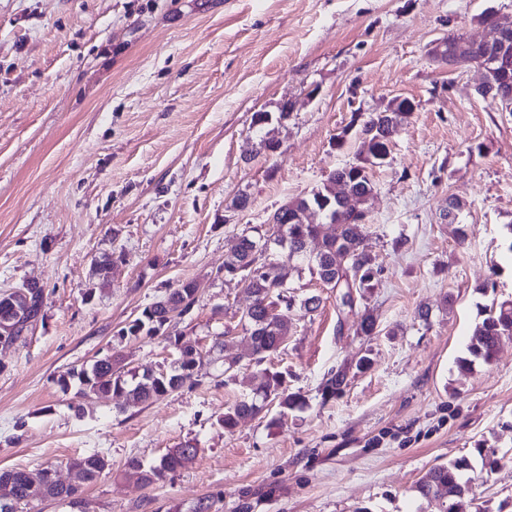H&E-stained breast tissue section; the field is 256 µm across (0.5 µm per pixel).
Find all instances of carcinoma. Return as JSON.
Wrapping results in <instances>:
<instances>
[{"instance_id":"cac0c4a2","label":"carcinoma","mask_w":512,"mask_h":512,"mask_svg":"<svg viewBox=\"0 0 512 512\" xmlns=\"http://www.w3.org/2000/svg\"><path fill=\"white\" fill-rule=\"evenodd\" d=\"M411 116L409 112H378L363 118L360 133L369 135L373 142L370 165H381L385 162L393 134L399 124ZM336 180H343L349 186V192L358 199L360 211L368 212V195L372 191L367 166L350 164L335 170ZM331 199L329 187L313 192L294 202V207L278 211L283 213L280 223L274 225L271 233L253 235L244 229L238 237L233 253L224 260V276L239 278L244 290L252 298L251 304L244 310L241 322L248 333L249 362L259 364L266 358L277 353L288 339V311L294 300L284 296L282 284L276 274L279 260L286 259L290 263L303 264L316 270L319 280L341 294L340 305H345V294L349 293L348 278L359 276L357 292L359 297L371 287L377 269L369 244L368 224L360 222V215L352 211L334 208L328 203ZM320 212L324 220L334 227V232L321 235V225L301 223L294 220L296 212L305 207ZM321 238V248L316 255L307 254L305 243L310 239ZM26 287L31 295L30 312L14 335L7 342L17 341L29 321L37 320L43 304V288L36 283H28ZM171 297L177 304L183 305L181 313L192 310L195 304V288L193 283L183 282L170 290ZM158 300L142 312L125 333L130 336L140 334L152 335L157 331V324L168 314ZM481 320L476 324L467 356L458 360L459 366L470 370L479 362L485 365L492 363L500 339L512 335V299L497 300L480 306ZM198 346L185 341L177 346V358L170 369L154 372L143 370L140 374L131 373L114 367L117 357H104L96 360L89 368L79 373V389L77 394L87 396L91 393L112 395L123 398L127 402H154L178 389L182 384L183 374L196 369L198 364ZM346 371L340 369L328 378L323 387V394L328 398L336 396L346 382ZM277 401L280 414L285 415L298 404L299 397L288 392L284 380L277 373L264 372L259 382L252 389V396L228 407L224 411L221 423L224 430H233L239 420L245 416H258L267 407L268 402ZM199 453V448L186 441L167 450L154 464L146 467L137 458L127 463V472L139 476L147 486L155 484L179 469L192 463ZM86 471V481L98 478L107 468L108 462L93 453L79 458ZM474 470L471 460L459 457L430 468L417 482L416 492L426 499L442 501L443 512H485L475 500L473 492L474 478L470 472ZM21 470H0V481H14V497L18 505L28 506L30 493L22 480Z\"/></svg>"}]
</instances>
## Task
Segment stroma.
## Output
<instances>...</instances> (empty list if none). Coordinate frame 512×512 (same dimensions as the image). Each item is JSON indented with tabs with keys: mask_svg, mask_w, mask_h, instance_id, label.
<instances>
[{
	"mask_svg": "<svg viewBox=\"0 0 512 512\" xmlns=\"http://www.w3.org/2000/svg\"><path fill=\"white\" fill-rule=\"evenodd\" d=\"M489 8L510 14L512 0H0V293L44 290L41 318L0 342V470L50 467L65 480L84 455L110 463L79 505L25 512H194L203 499L211 512H442L417 481L479 445L502 462L476 472L474 493L512 512V336L491 365L457 363L478 305L512 297V112L477 99L476 66L451 70L430 53L451 33L480 37ZM397 97L416 110L372 170L373 288L341 313L307 265H282L297 305L263 366L302 404L283 415L269 403L225 432L252 370L222 379L211 345L224 332L246 351L250 300L218 269L243 229L361 162L354 114ZM258 112L267 123L254 124ZM263 137L279 152H258ZM452 196L463 202L454 224ZM104 255L102 280L92 263ZM189 281L191 312L159 335H126ZM313 295L320 307L305 313ZM367 309L378 327L360 336ZM178 340L198 344L202 363L156 402L59 383L108 354L169 369ZM338 369L347 383L324 398ZM187 440L196 459L163 482L128 474L129 459L148 466Z\"/></svg>",
	"mask_w": 512,
	"mask_h": 512,
	"instance_id": "obj_1",
	"label": "stroma"
}]
</instances>
